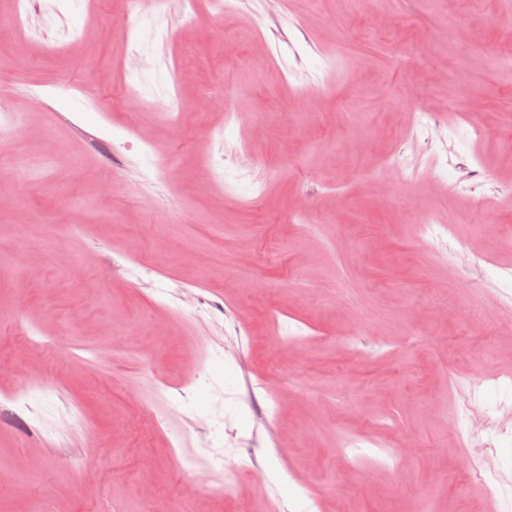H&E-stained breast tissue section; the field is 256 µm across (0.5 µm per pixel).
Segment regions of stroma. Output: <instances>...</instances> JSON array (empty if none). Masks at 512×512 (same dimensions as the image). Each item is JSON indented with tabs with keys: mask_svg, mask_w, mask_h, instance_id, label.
I'll return each instance as SVG.
<instances>
[{
	"mask_svg": "<svg viewBox=\"0 0 512 512\" xmlns=\"http://www.w3.org/2000/svg\"><path fill=\"white\" fill-rule=\"evenodd\" d=\"M14 13L0 0V512L512 502V437L496 495L455 470L466 395L512 423V0ZM133 93L179 96V121ZM254 462L271 483L245 501Z\"/></svg>",
	"mask_w": 512,
	"mask_h": 512,
	"instance_id": "1",
	"label": "stroma"
}]
</instances>
